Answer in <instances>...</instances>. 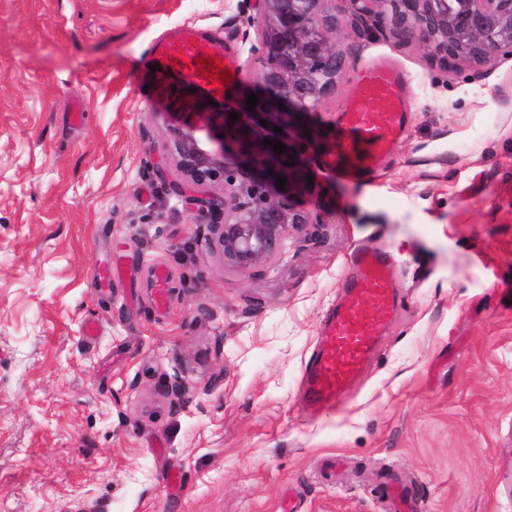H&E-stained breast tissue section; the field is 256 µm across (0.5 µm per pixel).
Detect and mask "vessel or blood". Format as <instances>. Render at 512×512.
I'll use <instances>...</instances> for the list:
<instances>
[{"label":"vessel or blood","instance_id":"obj_1","mask_svg":"<svg viewBox=\"0 0 512 512\" xmlns=\"http://www.w3.org/2000/svg\"><path fill=\"white\" fill-rule=\"evenodd\" d=\"M149 55L164 85L179 76L221 102L237 83L223 45L191 28L156 41ZM404 112L403 83L392 68L378 64L358 71L343 115L347 134L331 152V167L362 174L372 171L403 133ZM353 266L349 295L325 316L303 375V403L313 414L340 403L374 353L396 305L388 254L358 250Z\"/></svg>","mask_w":512,"mask_h":512}]
</instances>
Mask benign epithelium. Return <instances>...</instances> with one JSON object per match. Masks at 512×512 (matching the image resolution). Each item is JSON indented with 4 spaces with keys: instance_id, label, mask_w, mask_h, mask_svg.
<instances>
[{
    "instance_id": "1",
    "label": "benign epithelium",
    "mask_w": 512,
    "mask_h": 512,
    "mask_svg": "<svg viewBox=\"0 0 512 512\" xmlns=\"http://www.w3.org/2000/svg\"><path fill=\"white\" fill-rule=\"evenodd\" d=\"M338 10L358 31L385 25L400 40L418 37L445 70L468 65L479 79L512 58V0H255L241 31L262 63L254 110L239 99L210 112L188 98L192 121L166 127L176 175L170 189L194 201L199 214L223 219L207 223L204 243L226 270L274 269L293 232L313 223L300 197L311 190L309 157L326 142L305 118L335 93L343 69L344 53L331 38ZM272 142L286 145L284 153Z\"/></svg>"
}]
</instances>
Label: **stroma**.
<instances>
[{
    "instance_id": "1",
    "label": "stroma",
    "mask_w": 512,
    "mask_h": 512,
    "mask_svg": "<svg viewBox=\"0 0 512 512\" xmlns=\"http://www.w3.org/2000/svg\"><path fill=\"white\" fill-rule=\"evenodd\" d=\"M245 7L0 0V512H383L386 473L413 512H512V59L477 80L339 14L312 123L344 137L355 73L384 63L405 132L361 178L318 152L312 224L274 270L228 272L159 174L169 103L145 56L190 25L223 41L235 95L257 91ZM361 248L391 253L399 301L313 419L303 373Z\"/></svg>"
}]
</instances>
